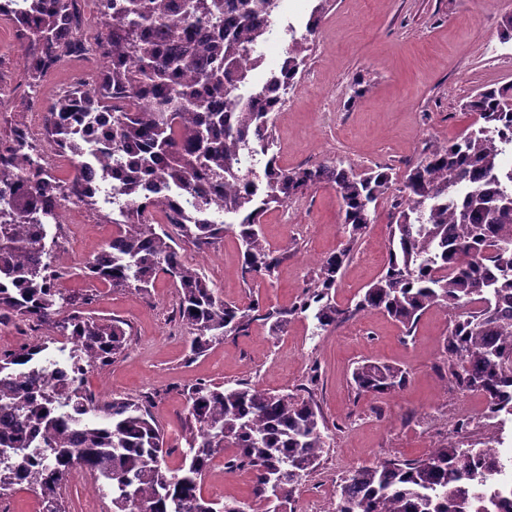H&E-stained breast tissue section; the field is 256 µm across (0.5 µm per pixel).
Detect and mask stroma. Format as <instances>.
<instances>
[{"label": "stroma", "instance_id": "obj_1", "mask_svg": "<svg viewBox=\"0 0 512 512\" xmlns=\"http://www.w3.org/2000/svg\"><path fill=\"white\" fill-rule=\"evenodd\" d=\"M512 13V0H335L323 17L313 50L289 105L276 119L277 151L296 168L328 159L362 170L387 166L404 172L426 142L466 133L473 121L461 106L476 89L512 83V42L501 41L498 25ZM91 58H69L42 82L40 95H57L78 82L100 81ZM24 60L10 21H0V137L25 121L30 110ZM78 229L59 228L57 263L66 270L65 289L91 295L100 318L125 320L130 335L111 365L91 371L85 386L96 397L148 399L170 448L169 467H178L187 414L183 390L198 381L231 386L249 382L278 392L311 386L329 427V447L292 501V512H308L312 501L329 504L348 470L383 454L415 458L446 438L448 425L464 409L480 412L484 399L462 394L441 379L443 341L449 316L426 312L413 335L388 316L371 312L322 335L310 319L292 314L279 336L266 321L230 335L208 350L192 353L191 330L175 316L176 294L166 278L144 294L115 288L82 274L84 262L102 250L113 226L80 209ZM281 256L273 279L242 275L237 239L226 235L206 258L186 250L225 301L257 299L290 307L310 286L318 258L345 241L341 202L335 190L318 188L268 212L262 225ZM388 218L379 214L361 236L336 288L347 306L387 264ZM362 361L389 362L408 374L399 393L375 398L357 394L351 372ZM251 475L225 470L215 458L203 483L219 502L250 499Z\"/></svg>", "mask_w": 512, "mask_h": 512}]
</instances>
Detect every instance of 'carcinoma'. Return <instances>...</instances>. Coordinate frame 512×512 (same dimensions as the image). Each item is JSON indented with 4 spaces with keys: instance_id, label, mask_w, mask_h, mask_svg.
Masks as SVG:
<instances>
[{
    "instance_id": "cac0c4a2",
    "label": "carcinoma",
    "mask_w": 512,
    "mask_h": 512,
    "mask_svg": "<svg viewBox=\"0 0 512 512\" xmlns=\"http://www.w3.org/2000/svg\"><path fill=\"white\" fill-rule=\"evenodd\" d=\"M281 0H95L98 34L85 36L81 0H26L24 12L0 0V17L20 31L32 104L50 114L45 144L64 141L70 103L83 98L86 131L107 147L120 174L126 205L112 210L106 259L89 262L85 275L116 288L148 293L159 276L176 289L178 318L194 331L200 353L248 329L260 303L224 301L185 244L204 252L228 233L239 241L242 273L272 276L280 256L267 245L262 218L321 187L336 191L347 240L321 258L307 293L287 310L268 309L271 333L285 317L304 313L319 336L372 311L410 335L433 307L453 312L438 371L459 392L486 399L483 417H512V168L502 169L512 144V84L488 85L464 103L481 125L458 138L429 142L408 166L396 193L392 173L356 171L327 160L298 168L280 165L272 152L276 112L296 87L307 52L331 0H318L300 37H292L283 63L245 96L242 88L261 64L246 65L265 41ZM206 27L217 35L203 46L193 39ZM75 48L112 58L101 80L83 89L39 98L41 83ZM131 58L132 70L122 63ZM72 167L63 179L41 165L44 149L24 156L0 154V312L57 330L71 344L69 360L103 367L126 344L122 322L89 317L76 297L57 287L59 271L48 227L58 205L72 198L101 215L97 196L83 184L85 148L70 144ZM248 152L263 173L242 164ZM145 180L172 194L141 203ZM390 199L389 251L384 272L352 306L336 303L342 268L360 236ZM175 226L155 231L151 212ZM67 316H62V313ZM46 344L0 354V496L27 488L43 512H66L61 489L72 466H83L95 489L112 495V512H211L202 485L217 454L235 449V462L252 474L251 498L266 500L271 476L286 473L281 502L291 501L303 476L327 448L326 419L312 389L279 393L239 382L234 387L195 382L186 388L179 468L165 460L164 432L148 406L133 397L99 401L84 377L61 366L53 382L43 376ZM408 374L385 362L352 371L360 393L377 398L406 386ZM498 462L479 443L464 448L449 438L417 458H384L343 477L329 512H500L492 490Z\"/></svg>"
}]
</instances>
